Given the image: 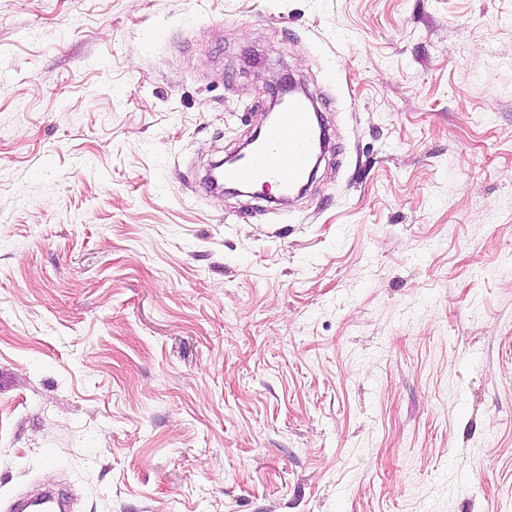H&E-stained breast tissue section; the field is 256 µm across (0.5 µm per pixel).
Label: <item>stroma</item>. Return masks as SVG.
<instances>
[{
    "label": "stroma",
    "mask_w": 512,
    "mask_h": 512,
    "mask_svg": "<svg viewBox=\"0 0 512 512\" xmlns=\"http://www.w3.org/2000/svg\"><path fill=\"white\" fill-rule=\"evenodd\" d=\"M292 75L302 196L199 192ZM512 512V0H0V512Z\"/></svg>",
    "instance_id": "35a3bbf8"
}]
</instances>
